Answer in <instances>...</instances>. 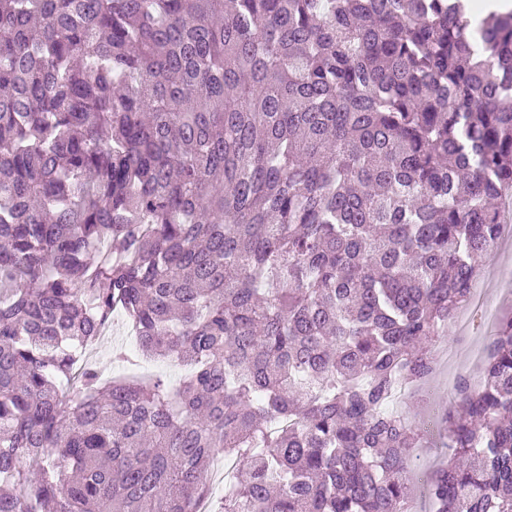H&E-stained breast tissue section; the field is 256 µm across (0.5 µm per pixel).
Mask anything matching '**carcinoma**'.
Returning a JSON list of instances; mask_svg holds the SVG:
<instances>
[{"label":"carcinoma","instance_id":"carcinoma-1","mask_svg":"<svg viewBox=\"0 0 512 512\" xmlns=\"http://www.w3.org/2000/svg\"><path fill=\"white\" fill-rule=\"evenodd\" d=\"M511 198V9L0 0V512H197L218 455L219 512H410L384 404ZM117 313L178 381L86 359ZM442 426L434 512H512V317Z\"/></svg>","mask_w":512,"mask_h":512}]
</instances>
